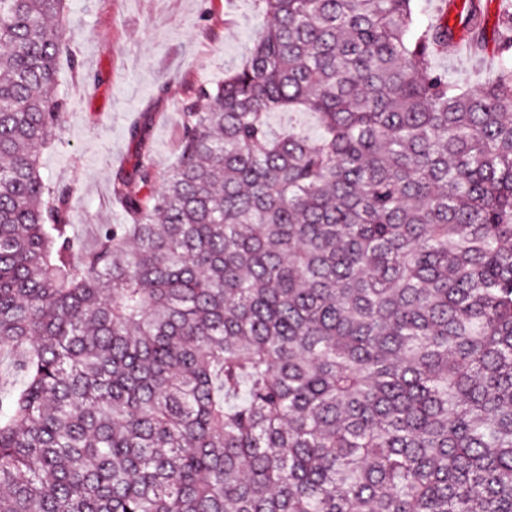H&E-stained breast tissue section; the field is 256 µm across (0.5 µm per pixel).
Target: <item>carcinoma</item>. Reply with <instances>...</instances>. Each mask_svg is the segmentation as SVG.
<instances>
[{
  "label": "carcinoma",
  "mask_w": 512,
  "mask_h": 512,
  "mask_svg": "<svg viewBox=\"0 0 512 512\" xmlns=\"http://www.w3.org/2000/svg\"><path fill=\"white\" fill-rule=\"evenodd\" d=\"M67 2L0 0V512H512V12L463 88L416 0H255L87 247Z\"/></svg>",
  "instance_id": "obj_1"
}]
</instances>
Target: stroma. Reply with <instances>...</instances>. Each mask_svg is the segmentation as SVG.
Here are the masks:
<instances>
[{
  "instance_id": "stroma-1",
  "label": "stroma",
  "mask_w": 512,
  "mask_h": 512,
  "mask_svg": "<svg viewBox=\"0 0 512 512\" xmlns=\"http://www.w3.org/2000/svg\"><path fill=\"white\" fill-rule=\"evenodd\" d=\"M483 7L482 51L434 59L462 86L488 83L498 67L499 0ZM265 24L251 0H70V47L85 75L59 65L69 110L60 138L41 154V172L75 186L73 221L84 240L97 225L124 221L112 180L135 177L142 152L158 173L174 165L187 92L223 79L225 63L240 60ZM135 123L146 127L144 143L129 136Z\"/></svg>"
}]
</instances>
